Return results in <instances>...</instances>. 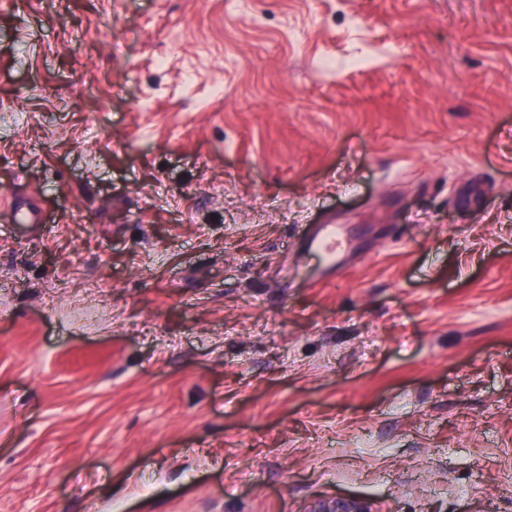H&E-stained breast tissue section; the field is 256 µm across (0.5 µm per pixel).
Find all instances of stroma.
I'll return each mask as SVG.
<instances>
[{
    "label": "stroma",
    "mask_w": 512,
    "mask_h": 512,
    "mask_svg": "<svg viewBox=\"0 0 512 512\" xmlns=\"http://www.w3.org/2000/svg\"><path fill=\"white\" fill-rule=\"evenodd\" d=\"M339 498L512 512V0H0V512ZM306 246L320 251L328 259H335L341 247V234L334 224H318L307 233Z\"/></svg>",
    "instance_id": "stroma-1"
}]
</instances>
